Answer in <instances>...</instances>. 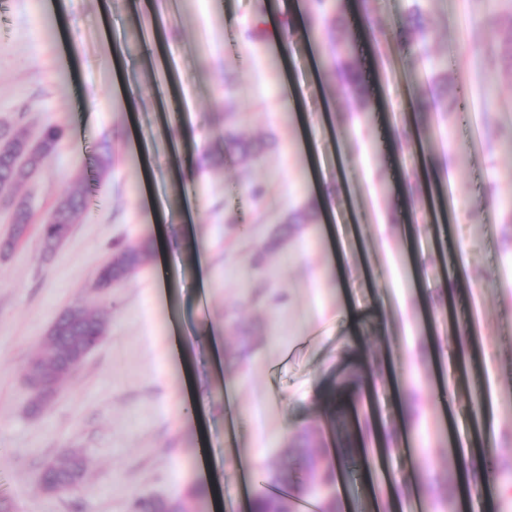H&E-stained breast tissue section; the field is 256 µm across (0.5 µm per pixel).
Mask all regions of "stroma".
I'll return each mask as SVG.
<instances>
[{
	"label": "stroma",
	"mask_w": 512,
	"mask_h": 512,
	"mask_svg": "<svg viewBox=\"0 0 512 512\" xmlns=\"http://www.w3.org/2000/svg\"><path fill=\"white\" fill-rule=\"evenodd\" d=\"M283 0H0V130L38 136L50 122L66 136L9 198L0 200V240L10 236L14 201L33 225L0 252V512H131L139 497L182 496L189 512H216L226 490L224 459L254 468L282 456L311 430L324 448L337 416L359 403L373 420L410 417L411 454L351 471L354 491L371 499L392 471L397 499L433 501L457 491L450 439L468 444L469 379L455 357L466 328L479 353L492 407L481 452L512 457V254L502 229L512 215V62L482 72L477 47H501L488 18L512 0H424L431 53L454 50L449 88L464 87L468 120L431 100L419 55L397 42L376 59L372 43L345 24L368 93L342 89L328 57V33L290 36L287 54L258 37L259 20ZM125 49L114 68L111 47ZM392 74L404 105L406 139L382 146L377 76ZM302 97L287 105L282 87ZM234 130L267 144L249 163L224 152ZM112 151L97 181L95 163ZM418 190L408 204L397 171ZM86 177L90 199L54 254L37 229ZM263 185L259 199L247 193ZM324 188L332 211L315 212L292 240L268 243L292 211ZM165 237L129 278L98 290V268L117 245ZM466 273L448 293L452 260ZM207 295L210 308L200 312ZM379 300L350 338L346 299ZM105 307L103 341L41 411L29 406L25 370L64 310ZM257 327L245 360L230 319ZM238 383L244 419L224 440L218 380ZM446 383L451 399L433 393ZM75 450L85 475L74 495L49 494L34 477ZM202 498L189 497L195 487Z\"/></svg>",
	"instance_id": "35a3bbf8"
}]
</instances>
